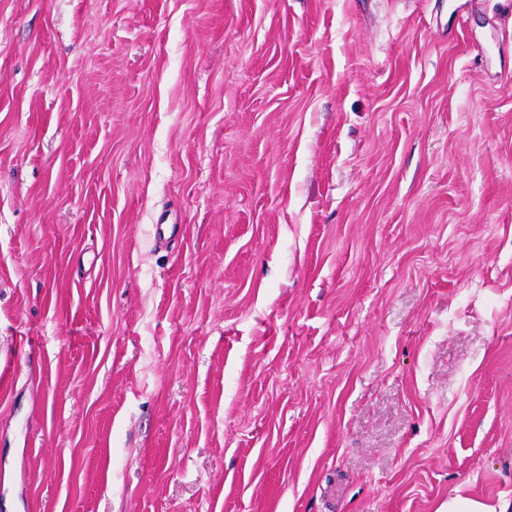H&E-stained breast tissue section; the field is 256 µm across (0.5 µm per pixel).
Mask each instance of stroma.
<instances>
[{
    "label": "stroma",
    "instance_id": "1",
    "mask_svg": "<svg viewBox=\"0 0 512 512\" xmlns=\"http://www.w3.org/2000/svg\"><path fill=\"white\" fill-rule=\"evenodd\" d=\"M512 499V0H0V512Z\"/></svg>",
    "mask_w": 512,
    "mask_h": 512
}]
</instances>
